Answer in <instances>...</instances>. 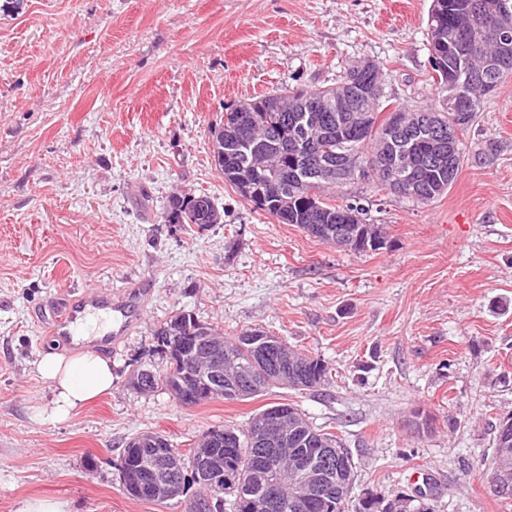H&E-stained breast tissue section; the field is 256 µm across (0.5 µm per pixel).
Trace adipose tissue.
Here are the masks:
<instances>
[{"mask_svg": "<svg viewBox=\"0 0 512 512\" xmlns=\"http://www.w3.org/2000/svg\"><path fill=\"white\" fill-rule=\"evenodd\" d=\"M36 369L51 391V414L56 421L69 420L78 409L111 389L112 362L93 350L70 355L47 353Z\"/></svg>", "mask_w": 512, "mask_h": 512, "instance_id": "1", "label": "adipose tissue"}]
</instances>
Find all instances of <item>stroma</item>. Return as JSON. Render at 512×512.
I'll return each instance as SVG.
<instances>
[{"label": "stroma", "instance_id": "stroma-1", "mask_svg": "<svg viewBox=\"0 0 512 512\" xmlns=\"http://www.w3.org/2000/svg\"><path fill=\"white\" fill-rule=\"evenodd\" d=\"M432 0H0V512L28 498L72 512H184L129 498L133 436L185 449L293 403L356 464L349 503L411 512H512L485 465L512 412V78L468 130L448 193L417 205L352 181L386 243L353 252L255 210L219 174L212 133L264 92L335 85L353 62L392 104H430ZM496 142L489 155L485 146ZM208 194L223 221H165L172 195ZM144 293L108 351L109 393L59 422L36 371L69 355L42 315L62 292ZM227 336L261 327L325 360L316 392L274 388L185 408L133 373H163L157 333L180 310Z\"/></svg>", "mask_w": 512, "mask_h": 512}]
</instances>
